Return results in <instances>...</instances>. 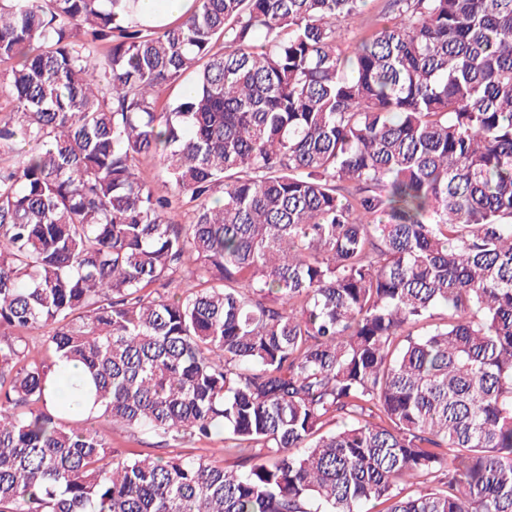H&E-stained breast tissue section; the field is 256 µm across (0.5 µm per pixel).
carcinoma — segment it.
<instances>
[{
    "mask_svg": "<svg viewBox=\"0 0 512 512\" xmlns=\"http://www.w3.org/2000/svg\"><path fill=\"white\" fill-rule=\"evenodd\" d=\"M386 2L0 0V512H512V0ZM185 3V0H138L137 14L168 23L183 12ZM386 0H370L367 2V7L365 8L364 14L362 18L365 20L364 25L360 27L361 21L358 19L355 20H347L342 22L341 26L343 32L345 33V38L342 43V51L344 53H349L352 50L354 45V41L352 39V35L354 32H357L361 28H366V26L379 27L383 21L386 20L385 17V2ZM106 441L112 448V454L119 457L132 456L133 454L161 453L155 448L157 439L141 433H131L121 426H106L103 429ZM222 443L219 438H214L211 441H195L187 443L183 447L178 448L182 454L191 457L203 456L211 461H214L217 465L223 466L228 470L240 469V461L227 455H221L219 453H213L210 448H220Z\"/></svg>",
    "mask_w": 512,
    "mask_h": 512,
    "instance_id": "cac0c4a2",
    "label": "carcinoma"
}]
</instances>
